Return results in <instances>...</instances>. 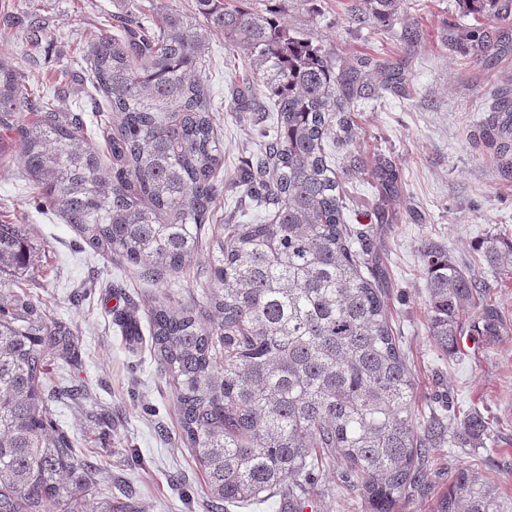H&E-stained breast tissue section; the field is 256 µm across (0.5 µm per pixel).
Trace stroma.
<instances>
[{
	"mask_svg": "<svg viewBox=\"0 0 512 512\" xmlns=\"http://www.w3.org/2000/svg\"><path fill=\"white\" fill-rule=\"evenodd\" d=\"M355 0H285L291 32L336 50L345 61L359 56L400 62L402 90L362 101L351 114L349 141H327L343 197L347 223L370 228V251L386 273L388 317L415 377L421 413L463 414L479 409L496 426L477 450L434 448L422 458L428 481L410 489L398 512H434L448 477L479 459L500 499L512 497V335L493 348L463 337L451 356L425 329L428 288L420 250L431 240L475 279L512 324V280H501L479 262L477 250L490 234L512 237V173L504 174L493 150L480 142L497 91L512 90V19L477 21L462 16L457 0H402L390 21L353 27ZM112 0H0V59L11 61L24 86L63 83L68 102L85 112L101 107L88 80L84 51L101 22L111 19ZM37 12L48 33L26 43L16 19ZM480 29L505 41L493 60L463 55L468 31ZM416 31L405 43L407 31ZM206 61L224 158L216 170L222 189L190 265L165 284L100 248L90 247L74 225L36 208V191L22 174L19 141L0 139V221L27 225L30 261L17 270L21 292L43 309L47 320L65 323L73 334L69 354L55 356L44 385L51 421L75 444L77 467L101 470L95 500L111 499L114 512H206L205 475L183 438L174 388L148 341L130 349L114 322L116 308L146 320L155 302L172 310L201 308L210 279L212 252L226 223L251 224L265 210L237 184L244 162L256 152L260 131L276 122L273 98L258 88L247 111L237 106L249 62L209 35ZM389 166L398 192L383 197L376 180ZM310 512H365L347 491L336 466L317 469L308 487Z\"/></svg>",
	"mask_w": 512,
	"mask_h": 512,
	"instance_id": "1",
	"label": "stroma"
}]
</instances>
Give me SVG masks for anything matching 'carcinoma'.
<instances>
[{"label":"carcinoma","instance_id":"obj_1","mask_svg":"<svg viewBox=\"0 0 512 512\" xmlns=\"http://www.w3.org/2000/svg\"><path fill=\"white\" fill-rule=\"evenodd\" d=\"M400 0H362L350 22L387 20ZM113 29H100L86 52L89 76L107 109L95 113L105 147L86 137L82 108L62 110L59 95L23 91L18 71L0 60V136L23 145L21 167L50 209L86 243L162 282L188 265L202 226L221 194L215 180L222 138L203 79L211 32L247 56L270 92L278 118L241 168L238 183L274 207L271 220L226 224L205 289L211 326L191 308L149 311L153 351L174 386L183 437L194 450L210 497L207 512L245 507L282 493L288 512H304L312 472L338 459L345 487L366 512H394L431 448H483L492 433L474 409L451 425L415 410V383L387 314L382 272L361 247L367 232L344 222L339 184L324 140L336 110L366 97L362 69L383 86L400 69L369 59L336 67V54L292 35L274 6L258 14L226 0H115ZM465 15L512 14V0H458ZM485 55L497 44L471 33ZM485 145L512 151V92L496 94ZM108 154L113 168L105 166ZM382 194L397 192L390 168L377 174ZM27 225L0 224V269L27 262ZM480 258L512 275V240L491 234ZM426 329L446 353L464 326L489 344L512 332L478 282L428 242ZM71 332L12 291L0 292V512H112L87 507L97 471L73 475L75 448L53 427L43 379L50 355ZM435 512H512L478 469L453 475Z\"/></svg>","mask_w":512,"mask_h":512}]
</instances>
